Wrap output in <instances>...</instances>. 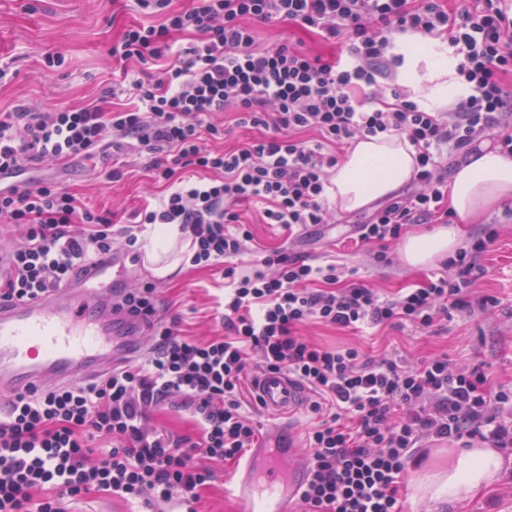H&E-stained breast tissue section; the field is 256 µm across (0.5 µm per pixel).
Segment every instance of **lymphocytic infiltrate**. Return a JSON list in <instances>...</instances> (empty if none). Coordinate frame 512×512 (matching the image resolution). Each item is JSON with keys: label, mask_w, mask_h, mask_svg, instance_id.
I'll use <instances>...</instances> for the list:
<instances>
[{"label": "lymphocytic infiltrate", "mask_w": 512, "mask_h": 512, "mask_svg": "<svg viewBox=\"0 0 512 512\" xmlns=\"http://www.w3.org/2000/svg\"><path fill=\"white\" fill-rule=\"evenodd\" d=\"M157 25H133L112 57L139 75L79 108L17 106L0 113V234L22 226L21 241L0 250V304L39 298L67 286L110 256L112 216L82 207L58 184L15 182L21 163L79 158L107 162L134 149L149 156L152 179L167 193L134 214L142 224H177L192 241L193 265L221 267L224 335L206 341L156 325L144 364L115 368L103 380L6 399L0 417V512H65L64 501L104 492L145 512L177 504L196 512L210 470L192 454L240 458L258 429L242 411L253 369L285 372L315 394L320 420L309 433L310 479L304 512H402L412 448L426 439L512 451V389H491L476 368L434 356L410 367L366 360L354 347L328 349L300 336L308 321L359 330L409 322L430 327L472 301L473 273L495 244L483 237L444 260L447 273L385 298L335 264L313 265L266 250L251 272L237 258L253 235L236 209L263 204V221L285 230L329 221L325 206L336 149L378 134L415 148L422 190L394 199L359 227L364 243L398 239L409 224H444L448 173L440 150L458 151L512 125V0H480L450 11L442 0H136ZM285 23L341 41L346 60L329 62L284 43L260 46L258 25ZM440 37L457 60L464 90L452 112H428L407 90L391 102L362 96L384 67L402 62L393 32ZM178 34L190 35L187 45ZM127 96L126 108L109 99ZM264 128L263 137L212 149L228 130ZM314 133L313 142L303 133ZM188 170L181 178L177 169ZM188 401L199 444L147 424L168 399Z\"/></svg>", "instance_id": "1"}]
</instances>
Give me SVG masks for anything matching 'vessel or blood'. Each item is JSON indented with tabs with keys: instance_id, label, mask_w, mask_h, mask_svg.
Wrapping results in <instances>:
<instances>
[{
	"instance_id": "obj_1",
	"label": "vessel or blood",
	"mask_w": 512,
	"mask_h": 512,
	"mask_svg": "<svg viewBox=\"0 0 512 512\" xmlns=\"http://www.w3.org/2000/svg\"><path fill=\"white\" fill-rule=\"evenodd\" d=\"M125 258L91 269L85 286L55 290L34 301L0 306V394L45 388L48 380L80 383L129 360L144 326L101 291L124 278ZM253 388L263 411L294 414L306 392L284 373H260ZM309 464L298 444L260 442L235 469L231 492L238 512H292L308 482Z\"/></svg>"
}]
</instances>
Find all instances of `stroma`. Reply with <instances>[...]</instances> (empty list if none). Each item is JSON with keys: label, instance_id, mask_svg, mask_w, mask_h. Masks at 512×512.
<instances>
[{"label": "stroma", "instance_id": "stroma-1", "mask_svg": "<svg viewBox=\"0 0 512 512\" xmlns=\"http://www.w3.org/2000/svg\"><path fill=\"white\" fill-rule=\"evenodd\" d=\"M148 20L134 0H0V65L10 69L0 81V113L21 104L76 108L99 97L122 79V66L110 61L113 43L126 25ZM260 40L266 45L289 42L326 57L340 52L339 46L324 42L315 33L285 24L261 26ZM55 53L62 54L63 64L46 68V56ZM144 166L143 157L131 156L121 176L107 180L74 162L60 167L57 181L86 207L112 212L118 226L130 227L138 235L144 227L133 223L132 213L145 204L158 203L166 193L164 186L151 181ZM238 210L259 248L283 247L314 264L356 269L363 284L385 297H395L409 285L425 284L443 271L439 263L427 269L407 265L397 240L387 246L390 264L377 263V245L359 243L355 234L356 225L371 215L367 208L334 214L331 223L311 225L291 235L263 223L260 205L244 203ZM489 226L496 229L498 239L481 260L484 272L473 291L478 297H496L497 305L453 313L450 320L429 329L405 323L352 330L312 321L302 327V335L325 348L353 346L366 357L388 358L402 365L445 354L480 367L491 387H512V215L504 209L488 214L481 223L468 225L464 240L472 242ZM153 282L158 318L176 323L180 335L205 339L223 334L224 278L220 271L184 264L173 275ZM243 407L263 438L291 429L302 441L317 422L306 405L290 419L269 417L248 401ZM448 448V443L434 442L422 449L416 473L408 477L402 492L403 512H487L492 498L497 501V512H512V455L507 453L502 456L504 466L498 479L475 497L431 505L418 480L447 469ZM234 468L231 461L214 465L198 512H237L234 499L226 493Z\"/></svg>", "mask_w": 512, "mask_h": 512}]
</instances>
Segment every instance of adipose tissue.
Masks as SVG:
<instances>
[{
	"label": "adipose tissue",
	"mask_w": 512,
	"mask_h": 512,
	"mask_svg": "<svg viewBox=\"0 0 512 512\" xmlns=\"http://www.w3.org/2000/svg\"><path fill=\"white\" fill-rule=\"evenodd\" d=\"M404 62L401 80L414 90L424 91L431 106L457 104L463 94L456 63L434 44L416 34L399 36ZM416 152L405 137L380 134L352 142L344 161L330 174L327 194L338 212H354L375 200L390 196L416 173ZM512 202V155L503 154L491 142L463 154L448 178V208L451 224L406 236L401 252L407 264L422 268L454 253L465 227ZM176 224H151L144 232L143 248L155 275L164 277L176 263H162L161 256L180 237ZM501 468V458L490 448H459L448 473L434 483L432 498L463 501L489 485Z\"/></svg>",
	"instance_id": "adipose-tissue-1"
}]
</instances>
